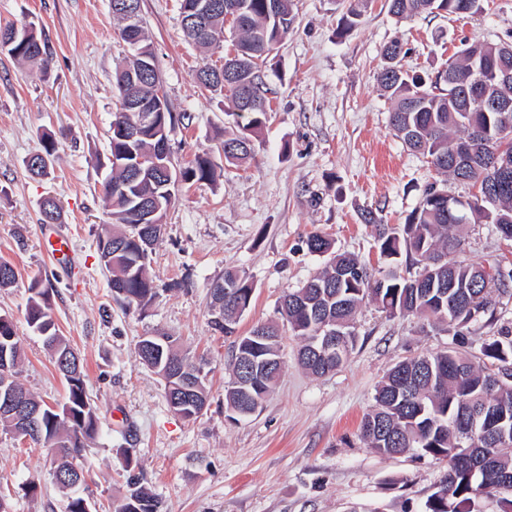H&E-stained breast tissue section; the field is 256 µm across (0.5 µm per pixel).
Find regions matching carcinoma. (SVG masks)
Returning <instances> with one entry per match:
<instances>
[{
    "mask_svg": "<svg viewBox=\"0 0 512 512\" xmlns=\"http://www.w3.org/2000/svg\"><path fill=\"white\" fill-rule=\"evenodd\" d=\"M243 5L238 25L233 31L234 51L250 52L251 68L226 72L204 65L197 72L198 84L208 90L225 93L234 111L233 128L224 138V161L237 166L254 155L255 140L267 119V107L241 114V99L247 93L265 99L260 63L265 61L296 21L293 0H218ZM349 0L339 25L344 31L354 28L361 17L359 3ZM482 0H389V11L399 19H413L434 12L465 16L481 9ZM207 32L184 30L189 42L201 49L220 43L224 32V10L210 16ZM19 32L14 44V58L36 67L46 80L50 75L52 53L42 33L8 23L0 26V40ZM403 46L394 40L384 50V65L378 74L381 89L392 101L389 124L396 137L411 151L430 158L433 168L455 181L478 186L467 205L434 187L422 199L403 224H387L371 211L362 218L375 228V243L384 266L369 271L355 256L334 249L320 234L306 241L310 252L326 257L321 271L301 286L284 292L281 314L288 327L301 340L298 360L315 376H322L342 366L356 344L355 319L359 308L369 301L389 315L414 316L429 325H447L454 337H464L472 326L496 319L493 292L506 286V277L496 265L469 263L459 259L463 229L469 216L477 214L493 224L503 239L512 241V167L502 174L493 163L494 152L512 142V54L504 55L500 45L473 42L465 45L463 56L447 64L446 73L423 77L403 70L400 61ZM481 76L489 94L501 104L480 101L472 93L474 76ZM168 116L167 130L145 129L133 141L119 137L117 128L135 122L136 112H115L110 137V154L121 165H111L104 184V196L112 225L126 230H107L98 236L99 254L104 245L122 246L103 262L111 274L112 295L129 304L145 306L156 295L148 265L141 262L142 238L136 211L140 199L159 192V181L137 176L136 156L146 155L169 138L176 118ZM467 143L470 162L462 164L454 157L455 148ZM39 166L26 164L28 171L45 177L56 159L55 143L44 139ZM182 182H212L216 173L207 154L196 155L192 164L181 168ZM174 196L165 199V208L151 217L154 242L162 237L168 207ZM494 275L489 277L486 269ZM229 298L224 300V323L212 322L224 336L236 332L237 319L252 302L253 282L236 269H227L219 279ZM28 291L26 323L42 336L56 368L68 386L64 402L53 405L37 397L18 380L23 350L15 325L7 314H0V400L3 388L13 387L26 396L32 409L39 410L35 427L20 433L10 417L0 413V430L18 438L29 437L37 445L54 449L52 470L76 475V481L57 482L65 491L66 512H85L82 485L85 482L81 458L98 430L97 408L86 394L84 369L79 356L56 328L50 300L52 288L33 280ZM347 331L341 348L342 358L328 366L313 351L317 326L324 320ZM263 338L254 343L238 341L253 362L281 357L280 330L274 324L261 325ZM138 353L143 363L163 379L167 404L181 405L190 417L196 414L188 401H209L205 363L182 348L171 336L158 334L140 339ZM484 359L462 352L457 347L406 358L396 363L383 377L373 409L364 414L360 424L362 438L381 455L396 449L416 450L422 456L448 460V472L424 503L423 512H482L480 485L490 486L512 477V435L508 443H496L485 429L469 432L463 422L475 414L491 415V405L512 411V332L484 344ZM500 362L490 368L485 360ZM243 374L232 362L233 379L225 389L224 399L232 411L264 401L280 372H268L243 389L237 378ZM115 512H162L161 502L142 486L129 488Z\"/></svg>",
    "mask_w": 512,
    "mask_h": 512,
    "instance_id": "1",
    "label": "carcinoma"
}]
</instances>
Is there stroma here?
<instances>
[{
	"label": "stroma",
	"instance_id": "obj_1",
	"mask_svg": "<svg viewBox=\"0 0 512 512\" xmlns=\"http://www.w3.org/2000/svg\"><path fill=\"white\" fill-rule=\"evenodd\" d=\"M347 0H295L296 22L262 67L270 110L255 156L224 162V129L231 105L224 93L199 86L196 74L218 65L231 40L204 53L183 32L180 0H140L162 88L178 123L170 136L182 167L208 154L220 179L180 184L149 272L156 296L146 308L113 297L96 247L109 218L102 185L110 172L109 136L116 96L115 70L124 52L110 0H0V25L35 22L53 58L51 78L0 52V262L17 280L0 289L25 352L19 380L50 403L67 385L43 340L26 324L28 287L52 286L60 333L80 354L86 391L100 418L84 453L87 493L98 512H113L138 477L165 512H422L447 469L445 460L411 452L382 455L369 448L360 421L375 403L379 382L399 361L448 348L443 326L390 317L374 304L357 316V343L348 360L321 377L299 363L300 345L284 331V368L275 389L248 416L224 403L234 353L232 338L210 323L209 289L225 268L253 280L250 308L236 326L246 335L281 321L280 298L324 263L306 247L319 233L335 249L379 266L364 210L404 223L425 189L447 187L466 198L473 189L443 181L421 154L389 127L391 103L377 75L382 51L394 39L405 70L435 75L465 44L512 43V0H482L480 12L441 13L400 20L387 0H365L356 30L339 36ZM57 141L54 168L31 176L27 160L43 134ZM54 196L59 223L42 220L40 204ZM66 238L68 259L51 253ZM463 259L512 271V242L494 225L472 221ZM497 321L473 327L464 351L512 327V281L498 295ZM164 332L208 361L209 405L195 419L168 406L159 378L138 355L141 336ZM131 449L134 470L121 451ZM53 451L0 431V494L8 512H65L66 498L51 475Z\"/></svg>",
	"mask_w": 512,
	"mask_h": 512
}]
</instances>
